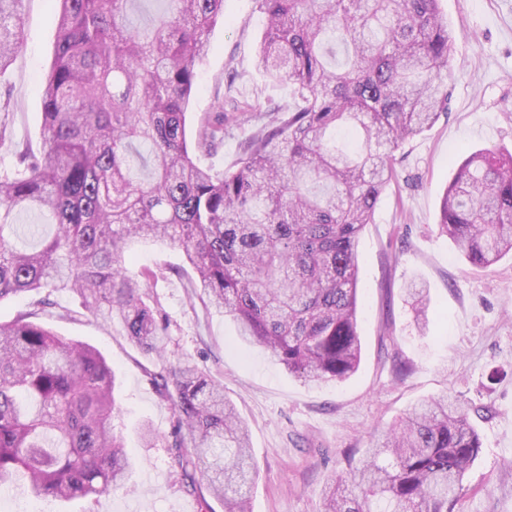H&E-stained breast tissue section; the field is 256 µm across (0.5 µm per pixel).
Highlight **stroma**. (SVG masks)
Returning <instances> with one entry per match:
<instances>
[{"mask_svg":"<svg viewBox=\"0 0 512 512\" xmlns=\"http://www.w3.org/2000/svg\"><path fill=\"white\" fill-rule=\"evenodd\" d=\"M440 10L456 33L448 110L397 152L396 178L359 237L362 359L354 375L304 385L261 347L240 342L233 323L186 288L178 249L143 244L129 263L133 270L166 269L153 290L171 322L164 364L219 375L249 425L259 474L252 512H321L324 485L347 468L351 452L368 448L420 401L443 394L468 412L482 442L459 512H512V258L471 267L436 229L458 164L477 149L512 147V0H440ZM57 11L56 0H24L25 40L0 75V105L14 114L0 167L12 165L18 152L41 150L37 77L53 61ZM264 26L255 0H224V21L211 31L212 50L198 68L189 129L211 114L216 94L225 90L242 100L290 101L287 85L269 82L258 65ZM411 280L430 290L422 331L403 294ZM21 313L101 351L117 377L115 430L139 462L125 491L94 503L31 497L38 512H224L206 486L187 491L170 470L173 413L149 380L157 362L68 293H52L43 304L29 295L0 301L1 321ZM146 422L159 434L152 446L137 436Z\"/></svg>","mask_w":512,"mask_h":512,"instance_id":"stroma-1","label":"stroma"}]
</instances>
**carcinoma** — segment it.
I'll use <instances>...</instances> for the list:
<instances>
[{
  "mask_svg": "<svg viewBox=\"0 0 512 512\" xmlns=\"http://www.w3.org/2000/svg\"><path fill=\"white\" fill-rule=\"evenodd\" d=\"M24 0H0V74L24 38ZM54 57L40 77L42 150L0 168V301L64 291L161 355L170 322L133 273L140 243L180 249L193 293L303 383L342 382L360 364L358 239L394 177L396 153L448 110L453 37L438 0H256L259 66L293 103L225 94L187 135L197 67L224 0H167L149 25L132 0H55ZM255 129L222 171L200 156L224 142V113ZM140 159L133 165V157ZM47 212L26 250L12 237ZM467 263L512 254V151H475L437 222ZM417 322L426 288H407ZM171 406V467L203 481L224 512H249L257 468L249 430L220 377L196 366L150 374ZM115 374L95 347L21 315L0 322V487L23 474L37 497H99L126 487L132 457L112 429ZM481 448L445 397L400 418L323 491V512H458Z\"/></svg>",
  "mask_w": 512,
  "mask_h": 512,
  "instance_id": "cac0c4a2",
  "label": "carcinoma"
}]
</instances>
